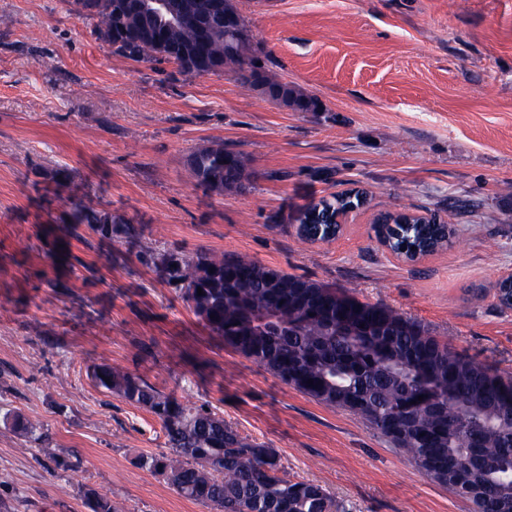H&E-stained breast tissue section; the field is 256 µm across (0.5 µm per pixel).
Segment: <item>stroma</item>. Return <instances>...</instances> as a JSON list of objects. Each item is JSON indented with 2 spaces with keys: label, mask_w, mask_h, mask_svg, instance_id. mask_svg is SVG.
Returning a JSON list of instances; mask_svg holds the SVG:
<instances>
[{
  "label": "stroma",
  "mask_w": 512,
  "mask_h": 512,
  "mask_svg": "<svg viewBox=\"0 0 512 512\" xmlns=\"http://www.w3.org/2000/svg\"><path fill=\"white\" fill-rule=\"evenodd\" d=\"M235 4L268 75L322 111L283 108L229 70L117 56L67 0H0V512H90L88 489L122 512H208L139 466L164 434L94 385L101 363L209 406L351 512H473L370 423L211 335L154 258L235 253L512 375V309L496 300L512 271V0ZM219 143L245 155L246 191L198 188L191 158ZM346 190L364 202L338 236L301 241L299 210ZM80 204L134 235L73 223ZM384 212L438 216L452 240L398 259L379 242ZM14 414L43 442L18 436Z\"/></svg>",
  "instance_id": "stroma-1"
}]
</instances>
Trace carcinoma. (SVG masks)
Listing matches in <instances>:
<instances>
[{"label": "carcinoma", "instance_id": "obj_1", "mask_svg": "<svg viewBox=\"0 0 512 512\" xmlns=\"http://www.w3.org/2000/svg\"><path fill=\"white\" fill-rule=\"evenodd\" d=\"M159 14H137L141 0H70L94 22L97 38L120 57L163 59L198 76L233 71L240 85L295 112L322 102L272 81L250 52L234 0H165ZM191 168L204 190L246 189L244 156L222 144L195 152ZM347 192L300 211L302 239L326 232L330 219L356 208ZM73 222L107 235L134 226L82 205ZM393 250L407 253L443 239L437 225L396 220ZM168 285L203 325L244 357L309 398L372 424L434 481L473 504V512H512V377L455 354L420 322L320 283L231 253L158 258ZM203 295H198L197 289ZM90 375L97 386L152 414L166 450L141 457L181 497L214 512H348L321 485L292 480L278 453L249 441L205 406L185 405L147 381L108 364ZM313 384H308V380ZM423 400H418V396ZM20 436L39 441L38 426L12 419ZM91 512H119L105 493H86Z\"/></svg>", "mask_w": 512, "mask_h": 512}]
</instances>
